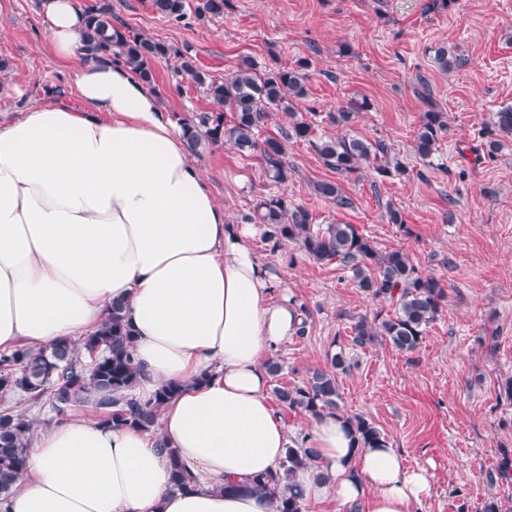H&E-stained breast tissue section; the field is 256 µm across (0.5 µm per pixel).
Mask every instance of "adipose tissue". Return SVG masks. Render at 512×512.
Wrapping results in <instances>:
<instances>
[{
    "label": "adipose tissue",
    "mask_w": 512,
    "mask_h": 512,
    "mask_svg": "<svg viewBox=\"0 0 512 512\" xmlns=\"http://www.w3.org/2000/svg\"><path fill=\"white\" fill-rule=\"evenodd\" d=\"M50 49L84 107L52 101L0 124V350L75 340L113 302L134 335L130 398L178 394L156 430L77 413L38 430L0 512H276L268 494H227L278 472L290 443L268 397L267 359L302 323L230 223L182 131L133 69L86 51L74 0H41ZM305 499L417 512L425 469L364 448L343 420H312ZM195 475L170 488V458Z\"/></svg>",
    "instance_id": "obj_1"
}]
</instances>
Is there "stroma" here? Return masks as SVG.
I'll use <instances>...</instances> for the list:
<instances>
[{
  "label": "stroma",
  "mask_w": 512,
  "mask_h": 512,
  "mask_svg": "<svg viewBox=\"0 0 512 512\" xmlns=\"http://www.w3.org/2000/svg\"><path fill=\"white\" fill-rule=\"evenodd\" d=\"M430 0H229L219 18L189 17L173 24L153 13L149 0H112L133 32L193 56L221 77L240 57L261 72L308 59V95L295 110L317 135L337 133L328 115L350 98H366L352 132L384 141L404 166L378 176L371 166L340 177L304 143L289 142V178L269 181L254 155L220 141L194 163L233 223L253 198L285 192L313 212L316 223L355 225L380 251H406L419 271L440 278L447 302L418 349L354 344L353 317L374 316L390 305L356 288L348 271L310 261L295 245L271 251L261 235L249 244L277 275L281 291L309 313L307 333L276 351L277 383L298 384L344 353L340 405L370 419L411 468L426 469L433 492L419 512H483L496 499L512 512V139L485 155L494 115L512 105V0H455L433 10ZM0 50L10 66L0 84V120L43 104L52 88L82 108L69 92V74L44 37L40 0H0ZM445 43L464 64L442 72L432 46ZM175 60L156 62L155 91L173 123L213 111L210 99L182 80ZM429 89L430 100L420 96ZM436 103L448 131L430 161L413 151L419 116ZM337 180L351 208L316 198L313 186ZM403 221L389 223L388 209Z\"/></svg>",
  "instance_id": "1"
}]
</instances>
